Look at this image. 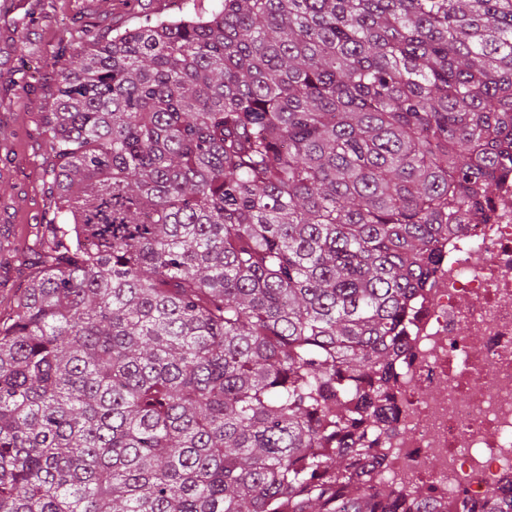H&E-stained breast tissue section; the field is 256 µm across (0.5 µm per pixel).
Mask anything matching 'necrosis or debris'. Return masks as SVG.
<instances>
[{"mask_svg": "<svg viewBox=\"0 0 512 512\" xmlns=\"http://www.w3.org/2000/svg\"><path fill=\"white\" fill-rule=\"evenodd\" d=\"M442 250L397 360L385 464L366 479L395 498L424 488L433 512H487L488 488L512 496V174L494 184L491 219Z\"/></svg>", "mask_w": 512, "mask_h": 512, "instance_id": "obj_1", "label": "necrosis or debris"}]
</instances>
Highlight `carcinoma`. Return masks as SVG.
<instances>
[{"label": "carcinoma", "instance_id": "cac0c4a2", "mask_svg": "<svg viewBox=\"0 0 512 512\" xmlns=\"http://www.w3.org/2000/svg\"><path fill=\"white\" fill-rule=\"evenodd\" d=\"M77 56L0 512H405L360 466L439 241L512 173V0L194 2Z\"/></svg>", "mask_w": 512, "mask_h": 512}]
</instances>
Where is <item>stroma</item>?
Wrapping results in <instances>:
<instances>
[{"mask_svg": "<svg viewBox=\"0 0 512 512\" xmlns=\"http://www.w3.org/2000/svg\"><path fill=\"white\" fill-rule=\"evenodd\" d=\"M185 0H0V318L14 311L33 255L22 248L54 215L43 123L64 58L92 35L181 15Z\"/></svg>", "mask_w": 512, "mask_h": 512, "instance_id": "obj_1", "label": "stroma"}]
</instances>
